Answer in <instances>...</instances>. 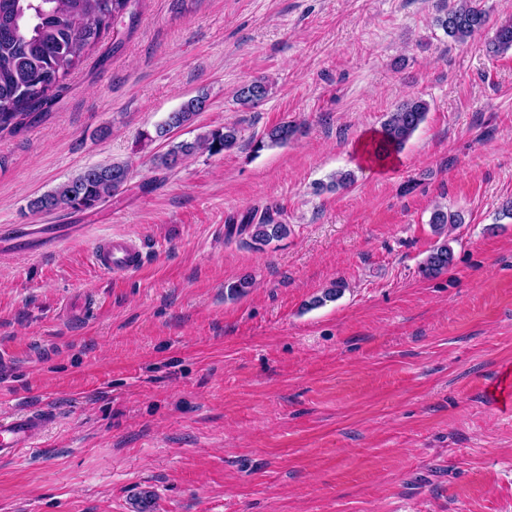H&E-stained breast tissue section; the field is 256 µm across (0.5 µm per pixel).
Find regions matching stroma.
Wrapping results in <instances>:
<instances>
[{"instance_id": "obj_1", "label": "stroma", "mask_w": 512, "mask_h": 512, "mask_svg": "<svg viewBox=\"0 0 512 512\" xmlns=\"http://www.w3.org/2000/svg\"><path fill=\"white\" fill-rule=\"evenodd\" d=\"M483 5L455 42L448 0H141L49 115L0 134V417L51 414L0 459V512H512V49L487 50L512 0ZM202 89L172 140L234 123L238 146L154 169L169 142L143 132ZM414 97L425 121L364 166ZM284 121L298 136L254 152ZM112 162L130 177L97 209L29 210ZM339 170L354 183L328 189ZM438 205L464 222L426 277ZM268 208L288 238L229 233ZM107 237L142 267H95ZM488 20V13L480 0H456L437 22L449 37L466 41L480 34ZM270 90L271 85L266 78H257L242 85L237 90L236 98L243 105H255L268 97ZM428 105L421 99H413L402 103L393 112H389L387 118L381 123L377 134L368 133L359 145L358 156L363 164L383 167L389 160L375 161L367 152L366 146L374 142L370 153L376 159L388 158L394 153L400 152L410 140L419 126L426 119ZM91 256L98 269L114 275L137 271L143 264L140 246L134 241L120 238L99 240Z\"/></svg>"}]
</instances>
